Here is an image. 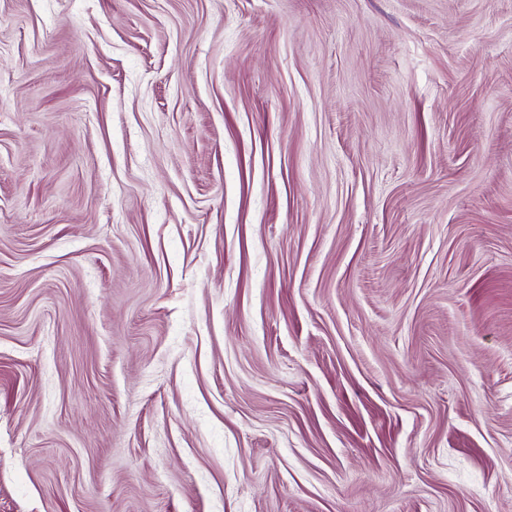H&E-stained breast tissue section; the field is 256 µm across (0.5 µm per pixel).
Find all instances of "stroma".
<instances>
[{
  "label": "stroma",
  "instance_id": "35a3bbf8",
  "mask_svg": "<svg viewBox=\"0 0 512 512\" xmlns=\"http://www.w3.org/2000/svg\"><path fill=\"white\" fill-rule=\"evenodd\" d=\"M0 512H512V0H0Z\"/></svg>",
  "mask_w": 512,
  "mask_h": 512
}]
</instances>
